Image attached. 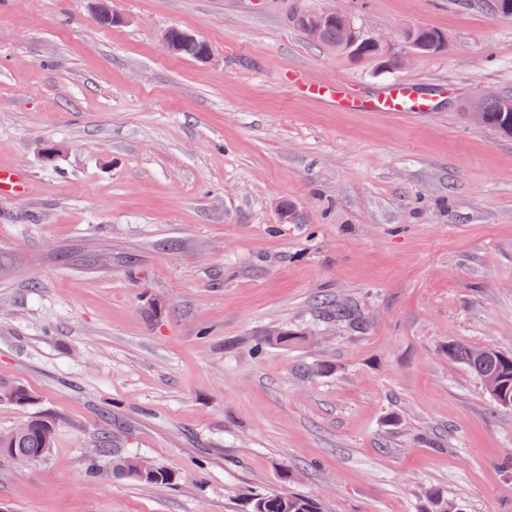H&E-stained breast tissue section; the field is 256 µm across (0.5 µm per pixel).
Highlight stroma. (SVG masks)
Segmentation results:
<instances>
[{
    "label": "stroma",
    "instance_id": "35a3bbf8",
    "mask_svg": "<svg viewBox=\"0 0 512 512\" xmlns=\"http://www.w3.org/2000/svg\"><path fill=\"white\" fill-rule=\"evenodd\" d=\"M302 0H0V432L41 414L49 460L0 461L7 512H421L428 491L512 512V410L448 358L512 353V137L467 120L512 96V18L463 0H335L363 33L442 32L397 70L313 45ZM171 27L209 46L169 53ZM428 112H339L289 71ZM290 204L294 216L280 215ZM353 300L368 328L327 320ZM301 334L269 344L266 332ZM310 367L311 376L301 374ZM169 484L86 473L104 427ZM205 459L203 470L194 463ZM28 177L16 169L0 168V199H18L26 195ZM35 399L25 385L13 381H0V401L11 402L17 406H30ZM317 509L306 497L266 492L255 495L251 512H317Z\"/></svg>",
    "mask_w": 512,
    "mask_h": 512
}]
</instances>
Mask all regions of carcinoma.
Returning <instances> with one entry per match:
<instances>
[{
    "label": "carcinoma",
    "instance_id": "carcinoma-1",
    "mask_svg": "<svg viewBox=\"0 0 512 512\" xmlns=\"http://www.w3.org/2000/svg\"><path fill=\"white\" fill-rule=\"evenodd\" d=\"M351 16L341 13L336 19L326 23L317 43L326 45L338 52L347 49L350 41H356L359 56L385 58V67L396 70L400 61L394 55H388L382 49H376L366 43L361 32L350 35ZM404 40L414 50L421 53H436L444 46L440 31L429 27H417ZM172 42L174 53L198 59L208 50L206 43L184 35L181 29H174ZM478 123L492 127L504 135H512V99L494 97L487 100ZM332 318L350 327L361 329L364 317L361 310L352 302L336 304L330 312ZM448 358L473 369L480 377L486 392L496 406L512 410V354L493 348H471L457 343L448 344ZM0 401L11 402L17 406H30L35 402L31 390L19 382L0 381ZM52 424L44 417H33L28 425L0 433V458L10 460L13 457H48L52 447ZM109 470L120 477H127L144 484H163L173 481V475L155 467L149 461L134 455H118L112 451V431L101 433L95 456L88 460L87 473L91 477ZM430 509L427 512H465L462 503L452 501L434 493L429 498ZM251 512H317V506L306 497L282 493H259L252 499Z\"/></svg>",
    "mask_w": 512,
    "mask_h": 512
}]
</instances>
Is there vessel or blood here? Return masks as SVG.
Instances as JSON below:
<instances>
[{
  "label": "vessel or blood",
  "instance_id": "vessel-or-blood-1",
  "mask_svg": "<svg viewBox=\"0 0 512 512\" xmlns=\"http://www.w3.org/2000/svg\"><path fill=\"white\" fill-rule=\"evenodd\" d=\"M291 85L305 97L326 102L343 112H426L432 102L409 83L395 81L375 96L363 95L345 83L320 85L308 81L298 72H290ZM28 177L16 169L0 168V199H18L26 195Z\"/></svg>",
  "mask_w": 512,
  "mask_h": 512
}]
</instances>
